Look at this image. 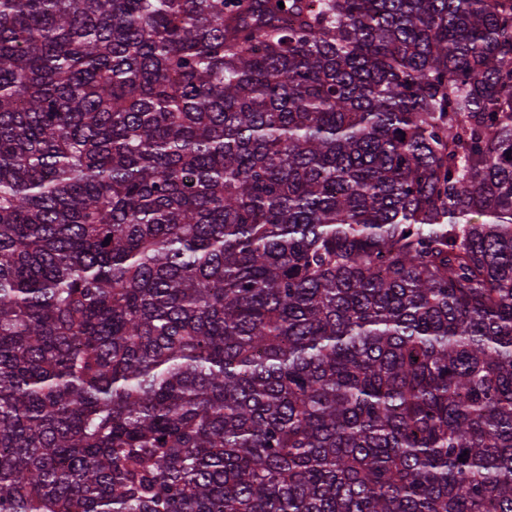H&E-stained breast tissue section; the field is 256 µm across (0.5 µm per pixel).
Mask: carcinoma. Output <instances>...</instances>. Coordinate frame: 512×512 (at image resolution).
<instances>
[{"label": "carcinoma", "instance_id": "1", "mask_svg": "<svg viewBox=\"0 0 512 512\" xmlns=\"http://www.w3.org/2000/svg\"><path fill=\"white\" fill-rule=\"evenodd\" d=\"M510 150L512 0H0V512H512Z\"/></svg>", "mask_w": 512, "mask_h": 512}]
</instances>
